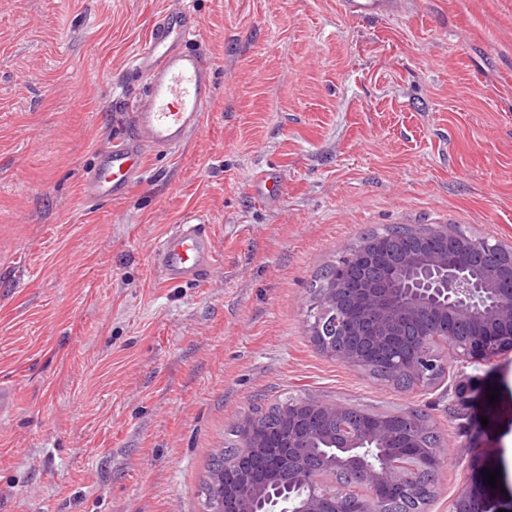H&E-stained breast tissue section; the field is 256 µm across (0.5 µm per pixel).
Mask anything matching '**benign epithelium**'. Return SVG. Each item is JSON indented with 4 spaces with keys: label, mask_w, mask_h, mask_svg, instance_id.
<instances>
[{
    "label": "benign epithelium",
    "mask_w": 512,
    "mask_h": 512,
    "mask_svg": "<svg viewBox=\"0 0 512 512\" xmlns=\"http://www.w3.org/2000/svg\"><path fill=\"white\" fill-rule=\"evenodd\" d=\"M442 238L455 245L451 252L421 257L387 276L368 273L373 249L360 244L340 258L345 271L359 270L349 284L329 290L320 314L308 325L311 342L323 354L356 370H371L385 350L411 344L403 362L387 364L413 380L429 386L445 375L443 351L454 354L460 368L488 362L512 351V246L489 238L465 234L448 224L416 228L403 249L416 256L425 242ZM472 253L493 255L498 263L476 275L469 271ZM414 330L408 337L406 328ZM337 336H352L355 346L341 348ZM448 394L460 406L484 394L466 380L456 381ZM325 412L335 422L330 434L315 430L308 415ZM350 408L310 399L288 406V437L268 443L248 434L241 444L235 483L224 485L221 512H349L346 499L356 497L358 512H380L397 489L407 495L419 490L417 462L427 449L420 437L423 427L409 428L412 442L395 452L392 426L384 420L360 425ZM316 458L318 471L349 474L345 489L327 491L314 475L291 470L294 458ZM288 472V491L281 487Z\"/></svg>",
    "instance_id": "1"
}]
</instances>
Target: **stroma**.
Instances as JSON below:
<instances>
[{
    "instance_id": "obj_1",
    "label": "stroma",
    "mask_w": 512,
    "mask_h": 512,
    "mask_svg": "<svg viewBox=\"0 0 512 512\" xmlns=\"http://www.w3.org/2000/svg\"><path fill=\"white\" fill-rule=\"evenodd\" d=\"M170 0H0V512H201L211 453L285 396L427 412L430 512L484 468L512 512V353L469 366L499 399L458 410L455 367L400 390L308 337L316 271L369 230L459 224L512 244V0H183L214 96L123 201L82 177L136 102L133 60ZM284 184L265 204L251 176ZM201 215L217 262L170 286L157 241ZM400 0H340L341 11L353 18H376L396 11Z\"/></svg>"
}]
</instances>
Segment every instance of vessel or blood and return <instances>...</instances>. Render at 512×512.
Returning <instances> with one entry per match:
<instances>
[{
    "mask_svg": "<svg viewBox=\"0 0 512 512\" xmlns=\"http://www.w3.org/2000/svg\"><path fill=\"white\" fill-rule=\"evenodd\" d=\"M401 0H340L342 12L353 18H376L396 11ZM197 18L173 4L156 18L135 57V69L145 79L135 103L120 102L129 113L126 132L114 138L82 183L85 199L107 203L122 199L147 172L148 151L172 152L197 132L213 98V69L207 54L195 48ZM265 201L279 197L275 171L251 179ZM213 239L202 218L187 216L175 232L158 243L156 265L171 284L197 282L214 267Z\"/></svg>",
    "mask_w": 512,
    "mask_h": 512,
    "instance_id": "obj_1",
    "label": "vessel or blood"
}]
</instances>
